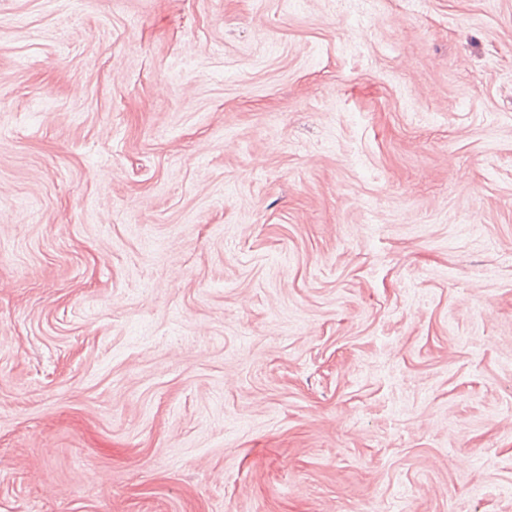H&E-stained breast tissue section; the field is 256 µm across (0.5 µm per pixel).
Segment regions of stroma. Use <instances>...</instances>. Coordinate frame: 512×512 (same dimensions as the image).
<instances>
[{"instance_id": "35a3bbf8", "label": "stroma", "mask_w": 512, "mask_h": 512, "mask_svg": "<svg viewBox=\"0 0 512 512\" xmlns=\"http://www.w3.org/2000/svg\"><path fill=\"white\" fill-rule=\"evenodd\" d=\"M0 0V512H512V0Z\"/></svg>"}]
</instances>
